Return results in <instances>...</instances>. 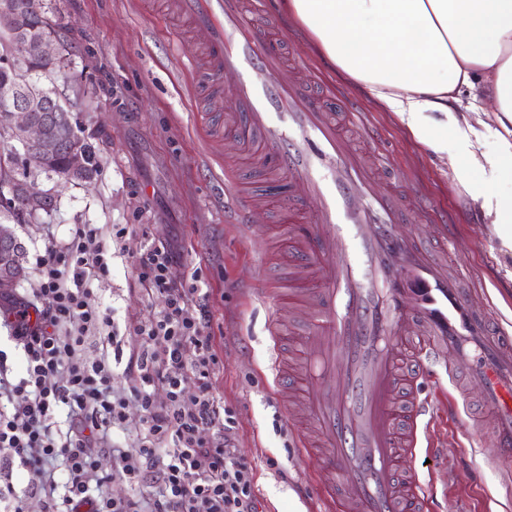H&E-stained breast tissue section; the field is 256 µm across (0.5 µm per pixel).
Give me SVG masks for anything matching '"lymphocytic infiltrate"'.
<instances>
[{"label":"lymphocytic infiltrate","instance_id":"lymphocytic-infiltrate-1","mask_svg":"<svg viewBox=\"0 0 512 512\" xmlns=\"http://www.w3.org/2000/svg\"><path fill=\"white\" fill-rule=\"evenodd\" d=\"M180 260L171 242L140 253L138 278L165 305L119 328L94 288L110 272L101 228L77 225L39 256L38 284L12 313L21 376L12 377L0 351V472L18 466L27 476L19 490L0 485L6 512H28L34 501L40 512H257L255 469L232 445L234 413L214 388L221 361L206 294L173 278ZM102 328L112 342L124 331L140 338L125 388L113 387L107 356L82 357ZM133 404L136 422L128 418ZM115 480L128 485L126 496L112 495Z\"/></svg>","mask_w":512,"mask_h":512}]
</instances>
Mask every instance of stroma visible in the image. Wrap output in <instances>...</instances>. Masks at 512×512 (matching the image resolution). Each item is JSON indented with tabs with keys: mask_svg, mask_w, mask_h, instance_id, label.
<instances>
[{
	"mask_svg": "<svg viewBox=\"0 0 512 512\" xmlns=\"http://www.w3.org/2000/svg\"><path fill=\"white\" fill-rule=\"evenodd\" d=\"M67 44L61 70H83L86 84L69 86L73 121L101 131L102 171L92 183L59 188L51 225L19 224L26 247L28 277L18 296L31 295L38 282L36 257L49 237L66 240L78 224H129L132 232L112 241L110 273L102 299L118 320H136L161 309L163 298L147 297L133 262L154 243L171 240L181 250L173 276L198 275L209 291L210 332L222 366L215 386L236 418L235 445L254 466L258 512H324L313 481L312 462L294 452V434L273 395L270 338L274 312L257 297L265 274L290 287L288 267L275 260L284 245L280 225L270 217L288 209L284 196L256 211L249 229L224 221V167L244 170L251 159L222 147L211 155L195 113L196 101L182 65L200 52L197 40L180 37L178 24L150 16L141 0H47ZM290 58L310 62L329 90L351 94L355 109L369 114L385 141L390 161L430 204L439 219L457 225L454 260L488 267L486 290L503 323H512V251L504 247L478 203L455 178V159L418 143L392 113L376 106L366 90L285 27ZM437 438L447 440L440 455L424 452L402 459L400 467L427 480L436 512H512L497 480V468L471 447L470 430L435 413Z\"/></svg>",
	"mask_w": 512,
	"mask_h": 512,
	"instance_id": "obj_1",
	"label": "stroma"
}]
</instances>
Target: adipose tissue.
<instances>
[{"mask_svg": "<svg viewBox=\"0 0 512 512\" xmlns=\"http://www.w3.org/2000/svg\"><path fill=\"white\" fill-rule=\"evenodd\" d=\"M303 38L394 113L435 154L455 153L458 182L512 249V0H277ZM490 101L500 151L482 152L479 109L458 114L462 91ZM481 171L482 182L471 179Z\"/></svg>", "mask_w": 512, "mask_h": 512, "instance_id": "ef3b65f1", "label": "adipose tissue"}]
</instances>
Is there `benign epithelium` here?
<instances>
[{"mask_svg":"<svg viewBox=\"0 0 512 512\" xmlns=\"http://www.w3.org/2000/svg\"><path fill=\"white\" fill-rule=\"evenodd\" d=\"M0 25L10 30L5 56L16 62L28 63L34 58L52 60L62 49L55 36L33 35L21 24L14 0H0ZM71 108L63 90L45 89L27 76H17L7 100L0 104V134L18 150L35 157L38 163L47 162L66 153L64 165L54 173L47 187L39 179L22 178L15 174L12 159L0 157V189L23 201L28 217L35 220L48 210L51 199L62 185L86 183L84 158L71 148L65 149L58 134ZM27 278L25 251L9 224L0 222V300L16 296V289Z\"/></svg>","mask_w":512,"mask_h":512,"instance_id":"obj_1","label":"benign epithelium"}]
</instances>
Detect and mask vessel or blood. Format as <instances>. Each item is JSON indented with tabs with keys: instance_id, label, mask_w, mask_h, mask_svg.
<instances>
[{
	"instance_id": "b4317fda",
	"label": "vessel or blood",
	"mask_w": 512,
	"mask_h": 512,
	"mask_svg": "<svg viewBox=\"0 0 512 512\" xmlns=\"http://www.w3.org/2000/svg\"><path fill=\"white\" fill-rule=\"evenodd\" d=\"M262 0H163V14L201 36L204 56L185 68L207 109L224 115V134L241 152L286 175L288 203L303 218L283 232L293 242L296 317L308 332L291 384L274 395L292 419L297 453L316 463L330 512H431L418 478L401 480V456L415 454L421 422L433 411L427 387L448 373V415L460 417L478 394L490 422L476 445L512 491V332L494 326L478 272L453 263L435 241L450 225L407 236L421 217L412 192L380 194L382 171L368 168L344 131L381 142L346 96L315 92L310 66L287 61L276 27L251 24ZM233 74L222 85L224 74ZM260 197L224 170V220L249 226ZM467 364L457 380V364Z\"/></svg>"
}]
</instances>
